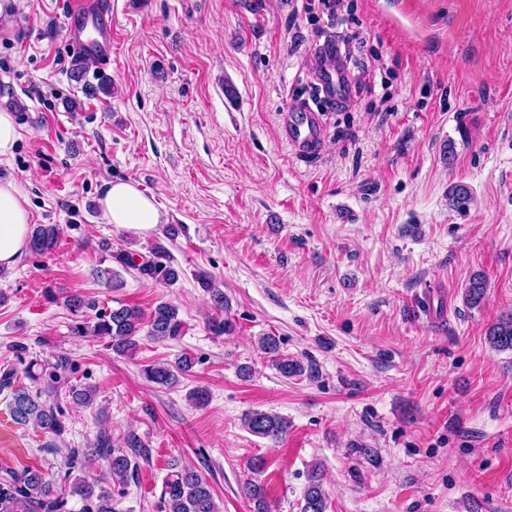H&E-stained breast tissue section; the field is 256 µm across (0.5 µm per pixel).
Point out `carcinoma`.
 <instances>
[{
    "mask_svg": "<svg viewBox=\"0 0 512 512\" xmlns=\"http://www.w3.org/2000/svg\"><path fill=\"white\" fill-rule=\"evenodd\" d=\"M472 200L469 186L463 183L453 185L448 192V205L464 208ZM59 239V227L55 224H38L29 235L28 248L38 255L51 253ZM112 262L122 269H133L139 278L155 285H174L180 277L169 251L163 244L153 245L148 254L136 260L134 254L125 249L111 252ZM200 287L211 292L215 314L208 321V329L215 336L232 331V324L224 320V293L213 287L209 276H198ZM485 297V280L475 275L464 294L467 306H479ZM65 307L75 316L95 303L81 295L72 294L64 298ZM97 322L89 325L78 322L75 329L79 334L109 338V345L118 354H127L138 347L141 331L157 341L175 340L183 335V322L179 319L177 307L161 302L144 318L136 307L121 306L109 313L96 316ZM486 339L496 351H512V316L491 325ZM259 348L272 366L285 377H297L305 373V365L298 359H291L281 352L280 340L273 335L259 338ZM192 359L184 356L174 363H159L143 369L144 378L161 387H172L179 382V375L190 371ZM68 359L60 357L53 364L29 362L25 374L33 383V389L19 387L12 393L10 404L11 419L17 424H33L52 439H62L66 433V410L58 399L62 389L75 405L88 407L95 399V389L89 385L71 383L67 376ZM244 426L255 436L279 441L288 432V420L277 414L252 411L244 415ZM95 456L106 462L112 482L123 486L133 470L131 457L144 454V445L131 434L126 439V448L112 446L111 432L101 429L92 443ZM245 495L254 501L255 512H269L266 489L256 481L245 483ZM78 496L84 502L85 512H118L114 507L112 494L95 482L76 478L65 489L47 478L42 470L27 466L19 471L10 470L0 478V512H62L66 496ZM164 512H220L212 487L199 470L185 466L174 467L164 481L162 495ZM327 502L322 478L312 471L303 493L301 512H326Z\"/></svg>",
    "mask_w": 512,
    "mask_h": 512,
    "instance_id": "cac0c4a2",
    "label": "carcinoma"
}]
</instances>
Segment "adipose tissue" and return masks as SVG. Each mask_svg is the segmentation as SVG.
Listing matches in <instances>:
<instances>
[{
    "instance_id": "ef3b65f1",
    "label": "adipose tissue",
    "mask_w": 512,
    "mask_h": 512,
    "mask_svg": "<svg viewBox=\"0 0 512 512\" xmlns=\"http://www.w3.org/2000/svg\"><path fill=\"white\" fill-rule=\"evenodd\" d=\"M109 224L120 232L144 236L165 220L154 198L134 183H111L100 201ZM30 214L12 183L0 184V269H13L28 245Z\"/></svg>"
}]
</instances>
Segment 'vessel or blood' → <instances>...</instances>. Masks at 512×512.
I'll return each mask as SVG.
<instances>
[{
    "mask_svg": "<svg viewBox=\"0 0 512 512\" xmlns=\"http://www.w3.org/2000/svg\"><path fill=\"white\" fill-rule=\"evenodd\" d=\"M63 30L75 63L91 59L102 67H111L112 0H68ZM286 133L297 153L316 152L323 137L319 112L304 108L295 115Z\"/></svg>",
    "mask_w": 512,
    "mask_h": 512,
    "instance_id": "b4317fda",
    "label": "vessel or blood"
}]
</instances>
